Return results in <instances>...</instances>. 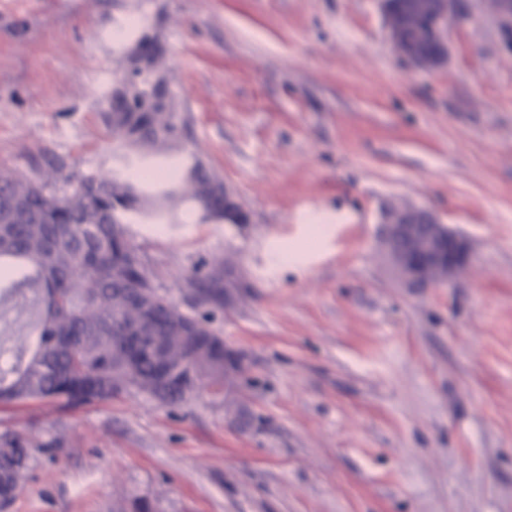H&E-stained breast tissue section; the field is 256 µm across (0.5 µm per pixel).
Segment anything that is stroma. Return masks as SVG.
Masks as SVG:
<instances>
[{
	"instance_id": "stroma-1",
	"label": "stroma",
	"mask_w": 512,
	"mask_h": 512,
	"mask_svg": "<svg viewBox=\"0 0 512 512\" xmlns=\"http://www.w3.org/2000/svg\"><path fill=\"white\" fill-rule=\"evenodd\" d=\"M145 33L183 125L165 155L252 221L182 203L178 225L128 213L126 233L183 307L195 270L232 268L209 325L243 373L176 406L0 405V434L53 446L7 512H512V53L491 13L451 25L428 71L378 0H0V170L120 168L105 102ZM404 206L467 239L448 286L389 270L380 217ZM289 242L305 270L276 266Z\"/></svg>"
}]
</instances>
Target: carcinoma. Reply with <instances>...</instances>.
<instances>
[{
    "label": "carcinoma",
    "mask_w": 512,
    "mask_h": 512,
    "mask_svg": "<svg viewBox=\"0 0 512 512\" xmlns=\"http://www.w3.org/2000/svg\"><path fill=\"white\" fill-rule=\"evenodd\" d=\"M179 135L131 142L138 154L124 158L110 177L56 168L84 190L64 198L43 180L0 172V318L27 314L36 333L33 347L13 351L0 368L4 404L67 397L73 407L105 401L135 390L170 405L188 395L178 376L161 384L164 370L191 367L201 380L224 383L242 374L238 361L224 370V345L211 333L207 316H194L199 333L186 330L180 306L146 277L144 261L124 227L112 223V199H131L130 211L157 220H175L162 203L196 202L208 217L224 212L203 198L224 185L201 166L177 175L158 162L145 166L140 151ZM224 264L196 271L190 307L224 306ZM48 445L12 432L0 436V512L25 484L30 463Z\"/></svg>",
    "instance_id": "1"
}]
</instances>
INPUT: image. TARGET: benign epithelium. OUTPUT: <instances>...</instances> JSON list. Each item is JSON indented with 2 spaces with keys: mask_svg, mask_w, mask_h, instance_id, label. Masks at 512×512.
<instances>
[{
  "mask_svg": "<svg viewBox=\"0 0 512 512\" xmlns=\"http://www.w3.org/2000/svg\"><path fill=\"white\" fill-rule=\"evenodd\" d=\"M483 0H430L415 18L395 24L397 0H381L390 39L400 56L415 67L434 68L448 58V27L455 18L470 13V3ZM501 45L512 53V0H493ZM163 48L145 35L129 53L122 77L112 86L106 101L116 115L128 111L135 92L144 90L150 103L162 112L172 111L174 95L166 76L156 67ZM224 221L251 223L250 214L234 193L224 188ZM382 250L389 269L405 288H435L448 285L468 266L470 253L466 239L449 229L433 211L423 207L391 210L383 227Z\"/></svg>",
  "mask_w": 512,
  "mask_h": 512,
  "instance_id": "obj_1",
  "label": "benign epithelium"
}]
</instances>
